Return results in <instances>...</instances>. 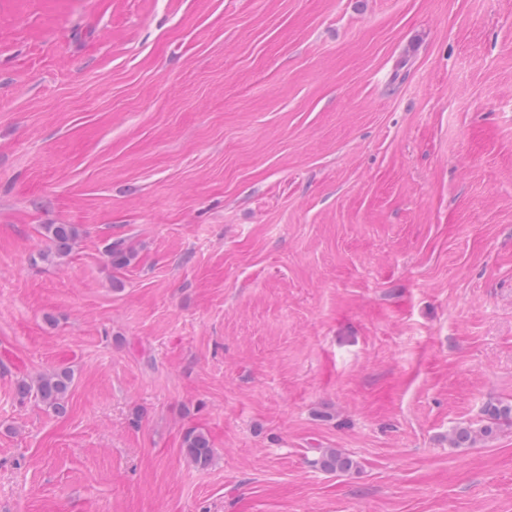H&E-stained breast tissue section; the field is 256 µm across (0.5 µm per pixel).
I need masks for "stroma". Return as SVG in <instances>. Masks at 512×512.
<instances>
[{"instance_id":"35a3bbf8","label":"stroma","mask_w":512,"mask_h":512,"mask_svg":"<svg viewBox=\"0 0 512 512\" xmlns=\"http://www.w3.org/2000/svg\"><path fill=\"white\" fill-rule=\"evenodd\" d=\"M504 405L512 0H0V512H512ZM46 236L54 245V256H67L72 243L78 235V229L73 224H47L44 226ZM73 377L70 371L62 370L40 377L35 383L20 380L17 390L20 395L27 397L31 394L53 411L64 409V400L72 385ZM182 449L185 457L195 465L204 467L213 458V448L208 434L198 427L189 428L182 438ZM314 463L328 472L347 471L356 466L354 460L338 448L323 449Z\"/></svg>"}]
</instances>
